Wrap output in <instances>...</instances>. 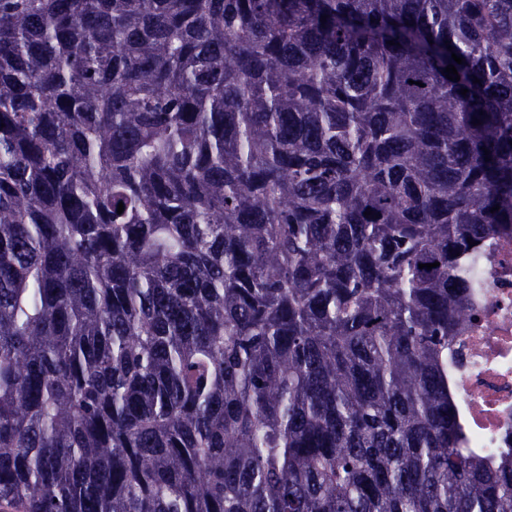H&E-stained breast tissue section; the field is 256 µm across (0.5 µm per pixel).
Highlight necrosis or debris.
Segmentation results:
<instances>
[{"label": "necrosis or debris", "mask_w": 512, "mask_h": 512, "mask_svg": "<svg viewBox=\"0 0 512 512\" xmlns=\"http://www.w3.org/2000/svg\"><path fill=\"white\" fill-rule=\"evenodd\" d=\"M479 319L458 339V395L478 447L512 438V230L489 238L476 267Z\"/></svg>", "instance_id": "necrosis-or-debris-1"}]
</instances>
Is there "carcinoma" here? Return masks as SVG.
Wrapping results in <instances>:
<instances>
[{"mask_svg": "<svg viewBox=\"0 0 512 512\" xmlns=\"http://www.w3.org/2000/svg\"><path fill=\"white\" fill-rule=\"evenodd\" d=\"M511 228L512 0H0V512H512ZM475 275L481 315L459 335L455 383L478 448H501L512 438V229L487 240Z\"/></svg>", "mask_w": 512, "mask_h": 512, "instance_id": "cac0c4a2", "label": "carcinoma"}]
</instances>
